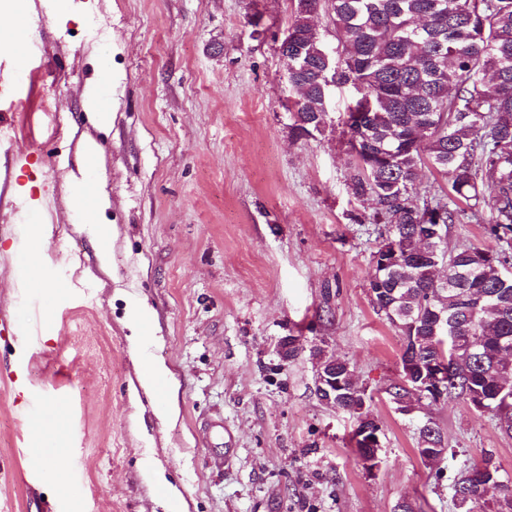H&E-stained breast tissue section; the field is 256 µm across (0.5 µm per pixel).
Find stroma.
Here are the masks:
<instances>
[{
  "label": "stroma",
  "mask_w": 512,
  "mask_h": 512,
  "mask_svg": "<svg viewBox=\"0 0 512 512\" xmlns=\"http://www.w3.org/2000/svg\"><path fill=\"white\" fill-rule=\"evenodd\" d=\"M0 0L41 16L40 55L0 71V123L11 126L21 79L57 80L52 111L31 112L19 139L0 135V507L10 512H461L454 476L492 454L512 480V434L463 399L399 412L402 337L374 309L371 254L385 228L361 224L333 90L322 134L296 139L287 67L274 39L297 0ZM110 82H103L104 71ZM103 89L112 122L86 100ZM89 177L107 196L109 270L71 194ZM39 274L27 287L33 225ZM149 314L143 348L130 311ZM298 337L283 360L281 339ZM347 361L380 427V463L352 447L355 418L315 388L316 352ZM168 374L146 387L143 369ZM177 415L164 419L167 391ZM60 429L44 425L51 407ZM434 421L449 453L421 460ZM63 471L70 493L52 495ZM163 473L180 499L154 480Z\"/></svg>",
  "instance_id": "stroma-1"
}]
</instances>
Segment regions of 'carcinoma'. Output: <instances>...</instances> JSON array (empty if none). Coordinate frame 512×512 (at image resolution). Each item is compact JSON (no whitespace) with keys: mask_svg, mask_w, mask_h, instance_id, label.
<instances>
[{"mask_svg":"<svg viewBox=\"0 0 512 512\" xmlns=\"http://www.w3.org/2000/svg\"><path fill=\"white\" fill-rule=\"evenodd\" d=\"M334 26L336 75L324 72L329 53L312 14ZM281 41L286 105L298 139L323 133L332 88L353 96L342 124L353 163L355 198L373 202L371 224L387 226L372 254L371 302L403 337L401 356L424 365L448 363V395L493 399L500 428L512 432V0H297ZM446 178L444 195L418 197L421 173ZM489 209L484 226L494 247L465 246L421 254L416 225L441 213V234L466 215ZM336 364L343 383L336 409L365 414L368 394L354 369ZM418 432L435 456L448 452L441 429ZM498 483L494 512H512V486L488 457L454 481L465 512L486 503Z\"/></svg>","mask_w":512,"mask_h":512,"instance_id":"cac0c4a2","label":"carcinoma"}]
</instances>
